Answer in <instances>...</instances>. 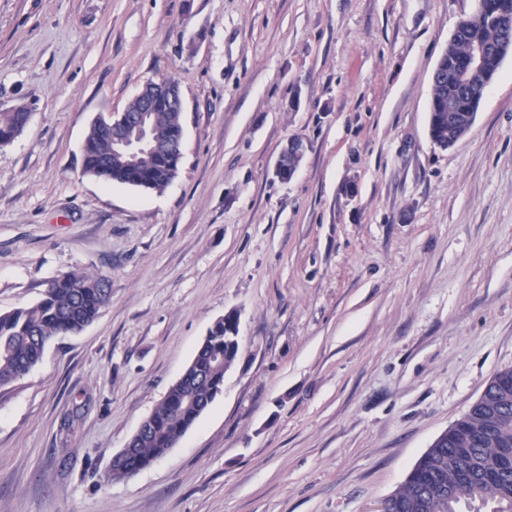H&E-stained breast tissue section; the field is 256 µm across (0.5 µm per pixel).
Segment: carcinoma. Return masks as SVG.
Masks as SVG:
<instances>
[{
  "label": "carcinoma",
  "mask_w": 512,
  "mask_h": 512,
  "mask_svg": "<svg viewBox=\"0 0 512 512\" xmlns=\"http://www.w3.org/2000/svg\"><path fill=\"white\" fill-rule=\"evenodd\" d=\"M500 41L497 25L472 15L457 26L440 59L443 75L432 85L429 130L434 144L446 147L461 140L469 130L463 107L485 93L478 77L469 85L458 83L452 75L455 63L478 43L493 48ZM26 116L23 108L0 112V144L14 138ZM152 127L157 141L169 151L144 150L129 158L112 155V141L90 124L84 173H99L102 160L110 158L105 181L163 191L179 173L181 116L161 105L152 113ZM109 296L105 276L73 271L53 280L37 302L0 312V386L34 368L49 341L91 324ZM224 336V320L219 318L182 377L146 419L133 451L109 478H123L165 456L222 392ZM463 502H491V512H512V368L497 372L480 398L416 462L405 483L389 495L386 512H460Z\"/></svg>",
  "instance_id": "carcinoma-1"
}]
</instances>
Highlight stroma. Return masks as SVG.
Listing matches in <instances>:
<instances>
[{
    "label": "stroma",
    "mask_w": 512,
    "mask_h": 512,
    "mask_svg": "<svg viewBox=\"0 0 512 512\" xmlns=\"http://www.w3.org/2000/svg\"><path fill=\"white\" fill-rule=\"evenodd\" d=\"M478 0H0V312L110 300L0 387V512H380L512 367V56L454 147L432 76ZM175 77L163 191L83 171L91 121ZM291 180L274 168L290 139ZM238 357L163 458L108 480L212 323ZM25 111L23 108H16L10 112H0V144L11 141L24 124L25 127L28 125L30 113L26 120Z\"/></svg>",
    "instance_id": "1"
}]
</instances>
